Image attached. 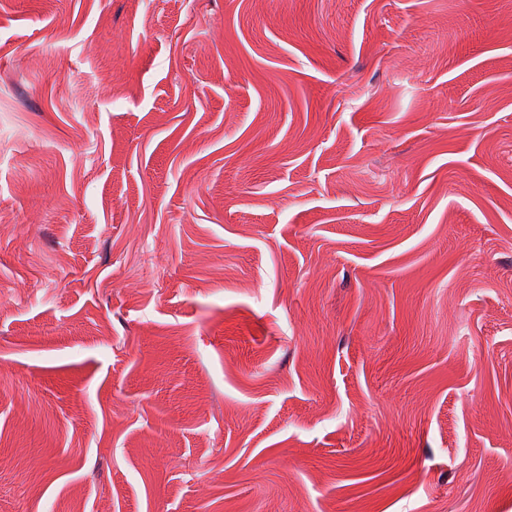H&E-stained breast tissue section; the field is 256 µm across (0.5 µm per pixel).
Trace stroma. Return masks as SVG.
Returning a JSON list of instances; mask_svg holds the SVG:
<instances>
[{"instance_id": "35a3bbf8", "label": "stroma", "mask_w": 512, "mask_h": 512, "mask_svg": "<svg viewBox=\"0 0 512 512\" xmlns=\"http://www.w3.org/2000/svg\"><path fill=\"white\" fill-rule=\"evenodd\" d=\"M0 512H512V0H0Z\"/></svg>"}]
</instances>
